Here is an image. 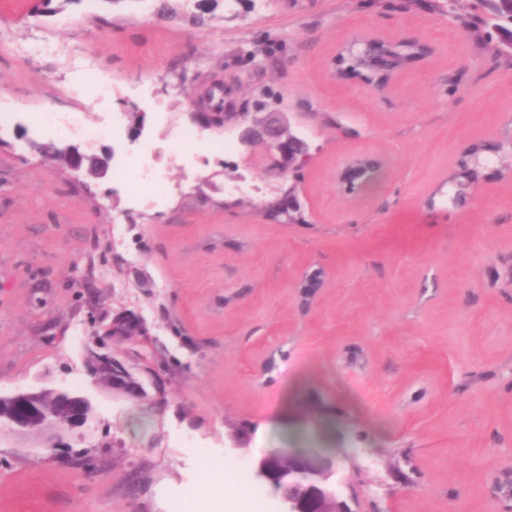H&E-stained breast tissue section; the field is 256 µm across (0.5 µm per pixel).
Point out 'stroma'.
I'll return each instance as SVG.
<instances>
[{
  "label": "stroma",
  "instance_id": "stroma-1",
  "mask_svg": "<svg viewBox=\"0 0 512 512\" xmlns=\"http://www.w3.org/2000/svg\"><path fill=\"white\" fill-rule=\"evenodd\" d=\"M171 3L163 17L138 0H0V104L16 114L0 133V390L89 387L86 345L132 311L147 335L105 343L126 363L151 351L160 392L150 413L97 396L94 421L54 447L0 438V512H175L241 426L238 473L324 449L352 512H512V152L497 148L512 138V46L471 0ZM365 32L431 53L383 94L338 90L336 54ZM35 34L54 54L14 57ZM78 55L111 78L108 101L72 73ZM220 81L235 111L290 116L310 153L296 174L267 169L260 141L221 151V131L169 148L192 125L188 96ZM41 112L122 135H39ZM147 141L169 182L157 203L114 174ZM50 144L112 171L64 168ZM477 144L479 178L451 202ZM359 154L380 168L351 195ZM292 184L301 222L271 220ZM198 512L252 509L230 478ZM480 150L481 149L479 147H476L474 148L471 154H468L466 157L459 160V171L457 172L453 179V184L455 187V195L453 199L458 200L461 198H465L466 194L468 193V190L471 185L463 192L459 191V184L463 183L466 178L470 179V175L473 173L472 169H476V167L480 165ZM467 157H470V159L468 160Z\"/></svg>",
  "mask_w": 512,
  "mask_h": 512
}]
</instances>
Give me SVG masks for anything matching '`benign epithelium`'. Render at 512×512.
<instances>
[{"instance_id":"1","label":"benign epithelium","mask_w":512,"mask_h":512,"mask_svg":"<svg viewBox=\"0 0 512 512\" xmlns=\"http://www.w3.org/2000/svg\"><path fill=\"white\" fill-rule=\"evenodd\" d=\"M230 126L236 129L243 144L256 138L264 140L269 149L266 165L281 174L303 166L309 158L307 142L290 132L281 112H271L250 125L236 119V113L227 112L224 127ZM85 365L91 377L89 391L40 386L0 392V431L38 434L54 445L63 435L57 424L60 411L70 414L68 430L73 431L93 418L97 394L120 396L137 403L148 400L144 377H152L151 372L144 366L134 369L116 360L105 343L97 342L86 348ZM48 395L53 398V412L44 407ZM336 475V459L318 449L266 455L250 465L253 481L272 486L280 500V512H352L340 499Z\"/></svg>"}]
</instances>
